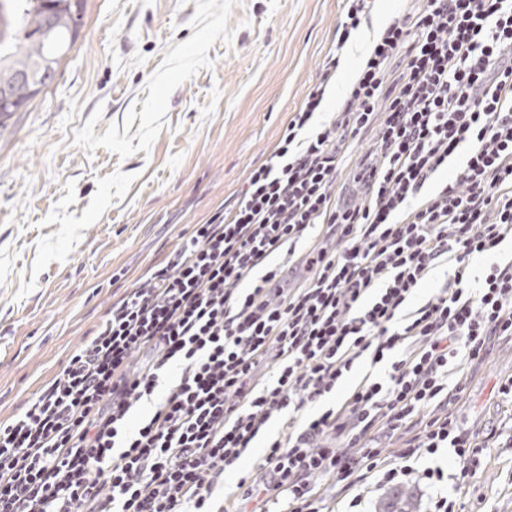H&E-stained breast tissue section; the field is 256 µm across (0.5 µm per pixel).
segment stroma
Wrapping results in <instances>:
<instances>
[{
  "mask_svg": "<svg viewBox=\"0 0 512 512\" xmlns=\"http://www.w3.org/2000/svg\"><path fill=\"white\" fill-rule=\"evenodd\" d=\"M342 0H86L55 79L0 127V420L19 413L124 289L234 207L318 82ZM367 52L351 38L324 109ZM502 346L458 421L512 415ZM461 512H512V449H484Z\"/></svg>",
  "mask_w": 512,
  "mask_h": 512,
  "instance_id": "1",
  "label": "stroma"
}]
</instances>
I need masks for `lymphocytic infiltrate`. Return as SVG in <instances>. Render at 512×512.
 Returning <instances> with one entry per match:
<instances>
[{"label":"lymphocytic infiltrate","instance_id":"lymphocytic-infiltrate-1","mask_svg":"<svg viewBox=\"0 0 512 512\" xmlns=\"http://www.w3.org/2000/svg\"><path fill=\"white\" fill-rule=\"evenodd\" d=\"M374 40L343 107L323 121L339 54L373 0H345L336 45L236 205L113 302L92 338L0 421V512H334L425 485L455 512L449 475L419 462L452 450L461 475L492 440L451 408L469 373L512 343V261L470 285L474 257L512 240V0H416ZM377 135L337 198L358 135ZM455 179L428 190L457 152ZM307 275L289 285L269 258ZM452 276L423 303L436 269ZM384 367L347 392L362 359ZM161 400L134 432V408ZM337 401L319 415L311 405ZM283 419L286 435L267 429ZM265 438L258 474H224Z\"/></svg>","mask_w":512,"mask_h":512}]
</instances>
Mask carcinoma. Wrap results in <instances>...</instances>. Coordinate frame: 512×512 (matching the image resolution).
<instances>
[{
	"mask_svg": "<svg viewBox=\"0 0 512 512\" xmlns=\"http://www.w3.org/2000/svg\"><path fill=\"white\" fill-rule=\"evenodd\" d=\"M85 0H0V89L9 91L19 104H27L38 91L21 83V73L58 71L61 62L75 45L84 12ZM55 13L58 26L43 33L47 14ZM380 512H416L412 495L399 492Z\"/></svg>",
	"mask_w": 512,
	"mask_h": 512,
	"instance_id": "carcinoma-1",
	"label": "carcinoma"
}]
</instances>
